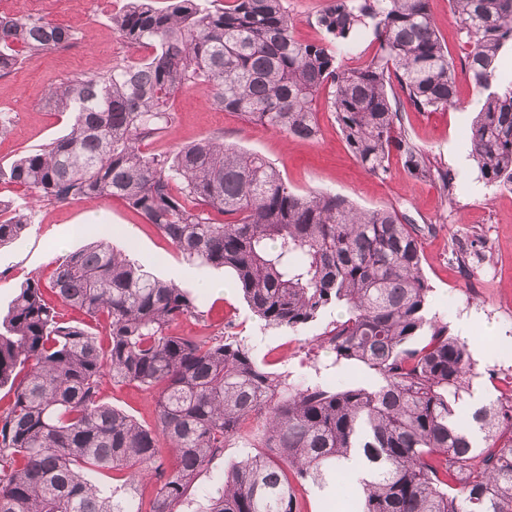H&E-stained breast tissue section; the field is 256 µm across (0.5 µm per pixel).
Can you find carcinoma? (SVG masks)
<instances>
[{
	"instance_id": "obj_1",
	"label": "carcinoma",
	"mask_w": 512,
	"mask_h": 512,
	"mask_svg": "<svg viewBox=\"0 0 512 512\" xmlns=\"http://www.w3.org/2000/svg\"><path fill=\"white\" fill-rule=\"evenodd\" d=\"M450 8L480 95L469 158L485 184L512 186V77L499 68L512 44V0ZM316 24L323 38L302 43L283 0H128L112 26L149 54L51 86L48 101L72 113L71 130L0 165V183L40 202L125 201L183 260L229 271L268 327L297 331L343 309L314 342L375 382L293 385L241 339L180 335L179 321H205L193 294L98 239L55 261L50 289L91 319L107 317V344L50 306L37 279L0 316V388L13 392L0 411V512H179L233 442L252 452L224 471L203 512H299L294 480L333 489L336 512H512V393L460 418L474 363L467 344L428 316L431 288L410 219L330 192L297 194L262 155L219 137L164 154L141 149L171 128L170 100L183 88L303 140L318 136L313 101L326 89L367 173L386 175L395 151L410 175L437 179L454 201L455 175L401 130L390 86L396 79L419 112L456 104L454 63L429 0H325ZM364 29L375 54L343 65ZM75 40L47 19L0 17V77ZM214 212L229 220L213 222ZM34 217L32 206L0 200V245ZM106 377L153 392L155 425L104 402ZM163 448L175 452V467ZM352 456L362 475L341 486L336 476ZM105 470L123 479L91 481ZM152 476L145 504L138 485Z\"/></svg>"
}]
</instances>
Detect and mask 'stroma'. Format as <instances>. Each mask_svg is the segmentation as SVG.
<instances>
[{"label": "stroma", "instance_id": "35a3bbf8", "mask_svg": "<svg viewBox=\"0 0 512 512\" xmlns=\"http://www.w3.org/2000/svg\"><path fill=\"white\" fill-rule=\"evenodd\" d=\"M112 2L40 0L43 16L76 31L80 40L0 77V109L7 111L11 122L9 133L0 137V164L69 131V116L48 102L50 84L75 73L104 72L122 59L143 57V50L128 47L113 29ZM457 98L456 107L437 112H418L408 101L400 103L405 133L457 174L460 185L452 204L439 182L408 175L399 156H391L385 177L366 173L323 96L315 103L320 134L317 139L302 140L256 126L238 113L214 108L201 91L184 90L172 102L178 120L169 136L145 141L144 149L158 153L205 136H220L226 144L268 158L298 193L327 191L365 209L392 207L406 214L420 230L421 265L431 287L430 311L447 323L452 335L468 343L475 363L470 394L463 402L469 408L512 390V351L499 354L493 350L499 341L512 344V189L490 186L478 178L467 158L466 134L479 109V96L462 78ZM92 212L104 213V224L72 235L71 249L93 239H108L132 253L156 276L197 295L208 312L207 320L181 321L179 333L242 338L267 370L288 373L296 382L321 377L336 386L366 380L365 372L335 363L331 352L314 345L312 338L321 332L324 322L295 332L270 329L249 310L232 276L224 278V295L198 288V280L215 276V269L187 264L154 226L117 199L38 206L24 235L0 247L1 313L27 279L49 280L53 262L61 255L59 237L72 234V228ZM102 394L112 406L142 424L153 425L155 406L148 392L107 379ZM242 453L241 444L235 443L216 456L198 476L182 512H202L207 495L223 482L225 470Z\"/></svg>", "mask_w": 512, "mask_h": 512}]
</instances>
